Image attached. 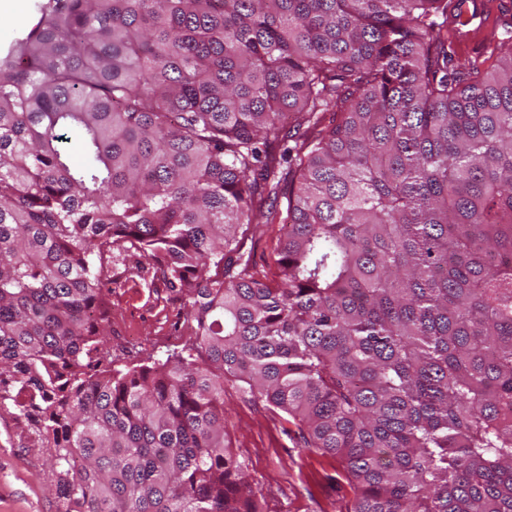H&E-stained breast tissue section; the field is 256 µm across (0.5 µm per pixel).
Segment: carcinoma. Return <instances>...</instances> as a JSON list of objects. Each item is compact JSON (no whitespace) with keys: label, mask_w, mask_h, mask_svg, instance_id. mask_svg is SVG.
Listing matches in <instances>:
<instances>
[{"label":"carcinoma","mask_w":512,"mask_h":512,"mask_svg":"<svg viewBox=\"0 0 512 512\" xmlns=\"http://www.w3.org/2000/svg\"><path fill=\"white\" fill-rule=\"evenodd\" d=\"M450 15L49 0L0 59V406L65 512H264L226 382L339 459L348 512H512V39L450 69ZM133 257L189 337L114 366ZM286 229L283 224H257L252 228L253 249L251 263L262 274L274 271V256L284 239Z\"/></svg>","instance_id":"1"}]
</instances>
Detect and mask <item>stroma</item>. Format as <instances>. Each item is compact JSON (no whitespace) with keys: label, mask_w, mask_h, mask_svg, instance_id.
I'll list each match as a JSON object with an SVG mask.
<instances>
[{"label":"stroma","mask_w":512,"mask_h":512,"mask_svg":"<svg viewBox=\"0 0 512 512\" xmlns=\"http://www.w3.org/2000/svg\"><path fill=\"white\" fill-rule=\"evenodd\" d=\"M280 224L252 228L251 263L257 272L274 270L285 237ZM177 305L162 284H151L127 263L112 294V324L132 330L144 351L161 354L175 344L171 325ZM224 416L234 452L248 462L247 479L266 500L267 512H346L354 499L339 460L305 448L300 430L253 400L239 387L224 386ZM45 454L13 407L0 408V512H58Z\"/></svg>","instance_id":"1"}]
</instances>
